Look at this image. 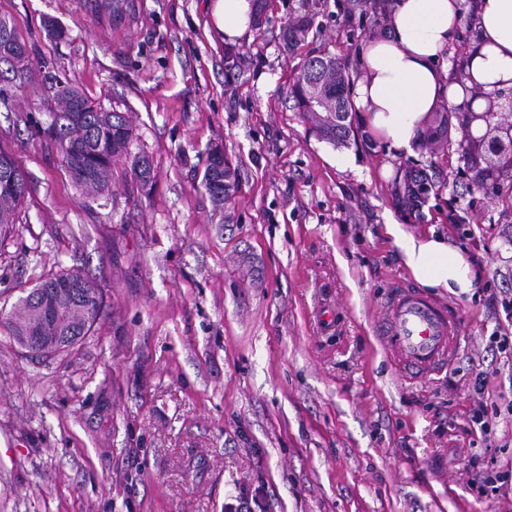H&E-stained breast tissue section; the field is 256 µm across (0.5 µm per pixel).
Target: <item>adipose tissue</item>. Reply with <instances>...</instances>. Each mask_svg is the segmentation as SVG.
Returning a JSON list of instances; mask_svg holds the SVG:
<instances>
[{"mask_svg": "<svg viewBox=\"0 0 512 512\" xmlns=\"http://www.w3.org/2000/svg\"><path fill=\"white\" fill-rule=\"evenodd\" d=\"M208 9L215 32L226 41L241 39L252 25V0H209ZM465 9V0H393L385 36L361 46L355 105L364 112L372 134L389 149L410 150L439 102L464 103L444 58ZM474 19L479 39L468 63L482 91L474 102L480 112L486 95L512 84V0H477ZM386 232L421 286L456 296L473 293L474 269L443 238L416 236L398 224L387 225Z\"/></svg>", "mask_w": 512, "mask_h": 512, "instance_id": "adipose-tissue-1", "label": "adipose tissue"}]
</instances>
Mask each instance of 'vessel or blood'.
Wrapping results in <instances>:
<instances>
[{"instance_id": "b4317fda", "label": "vessel or blood", "mask_w": 512, "mask_h": 512, "mask_svg": "<svg viewBox=\"0 0 512 512\" xmlns=\"http://www.w3.org/2000/svg\"><path fill=\"white\" fill-rule=\"evenodd\" d=\"M382 334L402 368L416 376L446 366L461 348L456 313L407 286L388 297Z\"/></svg>"}]
</instances>
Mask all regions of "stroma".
Wrapping results in <instances>:
<instances>
[{"instance_id": "35a3bbf8", "label": "stroma", "mask_w": 512, "mask_h": 512, "mask_svg": "<svg viewBox=\"0 0 512 512\" xmlns=\"http://www.w3.org/2000/svg\"><path fill=\"white\" fill-rule=\"evenodd\" d=\"M136 4L115 25L85 0H0L33 63L127 112L154 175L147 197L120 169L87 197L45 133L41 85L0 83V148L29 186L0 242V309L66 270L103 294L88 336L49 358L0 333V512H225L242 492L263 512H512V490L472 484L512 468V362L489 346L512 297V185L472 188L458 122L395 156L360 118L341 145L294 110L306 56L360 74V45L385 31L370 0H271L233 45L206 33L207 0ZM216 145L237 172L220 212L202 187ZM413 170L429 184L411 208ZM393 222L477 272L474 295L432 293L463 341L430 381L403 378L378 330L392 288L415 283ZM478 398L486 439L463 430Z\"/></svg>"}]
</instances>
